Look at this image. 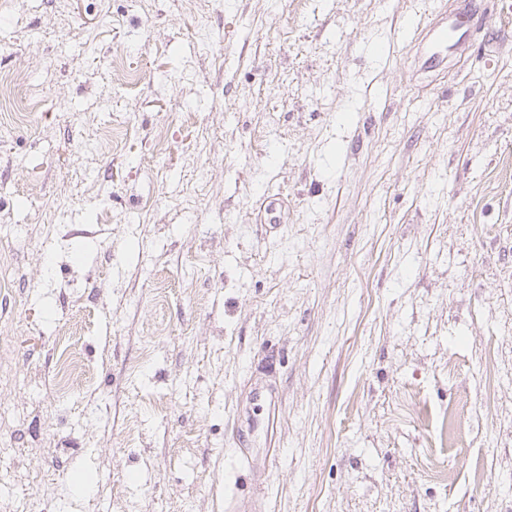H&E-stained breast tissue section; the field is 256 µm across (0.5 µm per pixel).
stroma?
Here are the masks:
<instances>
[{"label":"stroma","instance_id":"stroma-1","mask_svg":"<svg viewBox=\"0 0 512 512\" xmlns=\"http://www.w3.org/2000/svg\"><path fill=\"white\" fill-rule=\"evenodd\" d=\"M499 5L0 0V512H512Z\"/></svg>","mask_w":512,"mask_h":512}]
</instances>
